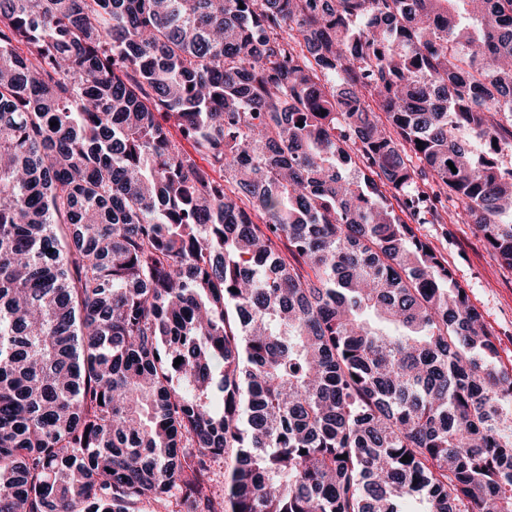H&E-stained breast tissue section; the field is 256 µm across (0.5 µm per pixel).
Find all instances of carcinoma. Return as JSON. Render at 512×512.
Instances as JSON below:
<instances>
[{
	"instance_id": "1",
	"label": "carcinoma",
	"mask_w": 512,
	"mask_h": 512,
	"mask_svg": "<svg viewBox=\"0 0 512 512\" xmlns=\"http://www.w3.org/2000/svg\"><path fill=\"white\" fill-rule=\"evenodd\" d=\"M500 152L512 0H0V512H512ZM443 205L444 224L411 226L448 260L454 279L497 338L498 365L512 368V273L501 268L474 226L457 217L464 212L462 200L448 197Z\"/></svg>"
}]
</instances>
